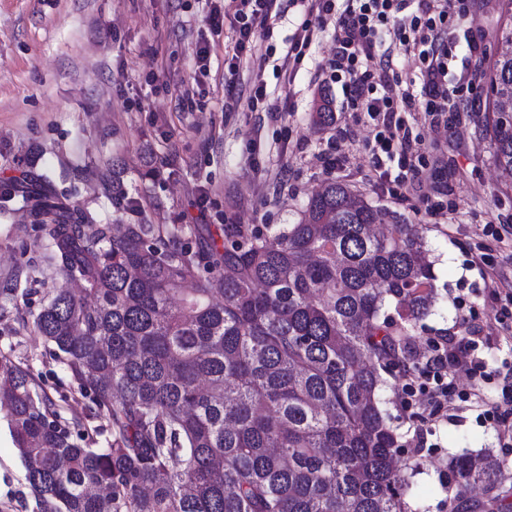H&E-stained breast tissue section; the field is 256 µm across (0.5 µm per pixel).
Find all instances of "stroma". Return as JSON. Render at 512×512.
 Instances as JSON below:
<instances>
[{
    "mask_svg": "<svg viewBox=\"0 0 512 512\" xmlns=\"http://www.w3.org/2000/svg\"><path fill=\"white\" fill-rule=\"evenodd\" d=\"M500 0H467L487 71L497 42ZM206 0H0V188L22 187L31 174L63 203L85 211L93 224H205L223 239L228 224L275 231L296 223L309 195L335 178L390 210L411 215L412 198L393 197L375 184L366 142L370 129L343 111L340 87L322 91L315 78L331 58L330 37L312 45L291 89L285 112L272 115L228 108L224 60L229 34L209 36ZM212 45L210 76L199 106L181 109L177 94L193 82L198 40ZM336 113L334 126L311 122L321 100ZM484 102L471 112L449 108L447 128L425 113L408 114L413 134L440 162L424 172L421 191L442 208L424 216L436 259L439 299L411 341L430 351L438 334L461 329L483 337L476 350L480 375H456L453 404L436 414L423 405L424 388L396 382L386 392L395 417L434 418L423 446L400 455L410 465L412 512H448L453 489L448 464L468 451L493 453L512 463L490 409L503 400L512 370V302L487 284L512 288V236L498 240L488 228L512 225V178L493 163L482 121ZM339 138L335 174L322 157ZM209 200L198 208L199 187ZM137 209L117 206V194ZM487 254L489 265L474 257ZM21 280L26 297L6 302L0 317V352L29 366L60 420L76 425L86 444L106 447L110 421L80 393L64 364L33 329L42 294L58 288L38 225L22 201L0 210V284ZM0 512H39L24 481V467L0 411Z\"/></svg>",
    "mask_w": 512,
    "mask_h": 512,
    "instance_id": "1",
    "label": "stroma"
}]
</instances>
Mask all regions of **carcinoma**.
<instances>
[{
	"label": "carcinoma",
	"instance_id": "carcinoma-1",
	"mask_svg": "<svg viewBox=\"0 0 512 512\" xmlns=\"http://www.w3.org/2000/svg\"><path fill=\"white\" fill-rule=\"evenodd\" d=\"M487 83L493 159L512 175V0ZM313 123L336 122L319 106ZM60 277L35 330L112 423L105 448L63 426L31 369L0 354V405L45 512H412L398 428L382 409L409 375L412 333L437 299L424 228L342 180L273 233L108 224L22 195ZM505 460L449 464L450 512L489 505Z\"/></svg>",
	"mask_w": 512,
	"mask_h": 512
}]
</instances>
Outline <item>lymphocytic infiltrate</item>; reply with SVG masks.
I'll return each instance as SVG.
<instances>
[{
    "mask_svg": "<svg viewBox=\"0 0 512 512\" xmlns=\"http://www.w3.org/2000/svg\"><path fill=\"white\" fill-rule=\"evenodd\" d=\"M294 7L303 20L280 67L282 83H294L319 34L332 29L335 51L320 74L322 85H340L347 111L367 117L374 130L367 147L381 188L393 195L413 190L426 167V147L405 124L403 113L423 112L436 124L450 101L460 100L466 112L474 108L470 85L449 78L456 42L467 46L461 60L465 73L480 49L467 8L454 0H212L203 19L206 28L215 35L230 31L234 40L224 72L228 98L237 96L241 58L255 55L259 39L272 38V21ZM397 57L413 70L409 85H402L394 69ZM477 347L472 338L445 337L427 357L425 372L441 381L428 395L433 409L452 399L455 386L446 380L450 370L476 374Z\"/></svg>",
    "mask_w": 512,
    "mask_h": 512,
    "instance_id": "lymphocytic-infiltrate-1",
    "label": "lymphocytic infiltrate"
}]
</instances>
